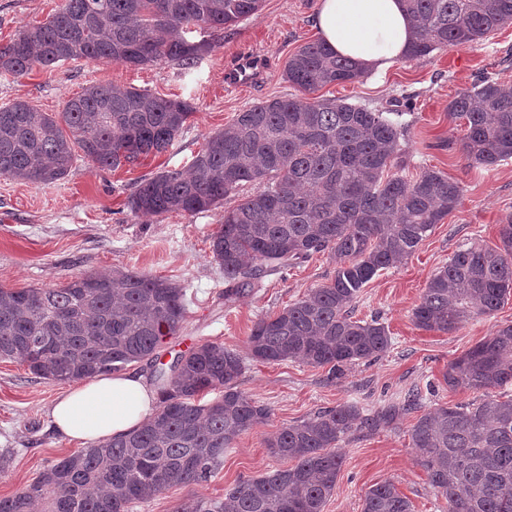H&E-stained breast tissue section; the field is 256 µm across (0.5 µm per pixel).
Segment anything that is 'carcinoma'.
<instances>
[{"label": "carcinoma", "instance_id": "1", "mask_svg": "<svg viewBox=\"0 0 512 512\" xmlns=\"http://www.w3.org/2000/svg\"><path fill=\"white\" fill-rule=\"evenodd\" d=\"M262 0H64L58 11L0 45V75L33 67L106 58L139 68L162 61L191 66L221 40L224 29L258 13ZM415 25L408 58L480 42L512 23V0H407ZM284 79L297 89L353 83L357 64L324 42L288 57ZM194 107L146 90L93 84L58 116L24 101L0 107V177L32 183L63 179L75 149L108 169L164 153ZM448 115L463 119L461 151L491 167L512 158V89L491 76L459 92ZM407 126L380 110L336 99L277 98L239 113L208 136L187 176L163 171L129 197L134 214L190 216L208 212L246 182L262 190L224 211L211 237L224 269V299L233 300L266 272L328 253L331 282L312 289L273 317L257 319L248 336L252 357L297 359L334 375L385 354L391 337L378 319L353 317L352 304L379 272L406 261L433 227L461 204L463 188L439 171L385 176L407 165ZM500 246L462 247L430 279L412 310L416 327L449 333L488 316L512 295V216L499 225ZM184 293L174 283L138 272L77 275L59 288L0 287V359L18 361L39 378H92L149 360L181 329ZM239 355L204 344L155 370L160 407L138 430L60 459L28 488L0 497V512H128L176 485L208 481L224 449L269 418L268 409L234 387ZM443 381L453 391L482 393L465 404H439L410 429L417 464L448 512H512V324L450 363ZM221 398L196 402L207 390ZM413 390L399 403L365 415L354 403L315 413L266 441L285 466L242 480L218 499L188 498L176 512H323L336 489L340 442L375 432L422 408ZM361 512H413L390 482L368 489Z\"/></svg>", "mask_w": 512, "mask_h": 512}]
</instances>
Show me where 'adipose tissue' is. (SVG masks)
Wrapping results in <instances>:
<instances>
[{
  "instance_id": "adipose-tissue-1",
  "label": "adipose tissue",
  "mask_w": 512,
  "mask_h": 512,
  "mask_svg": "<svg viewBox=\"0 0 512 512\" xmlns=\"http://www.w3.org/2000/svg\"><path fill=\"white\" fill-rule=\"evenodd\" d=\"M314 25L337 55L384 72L404 60L413 39L405 0H318ZM157 397L135 372L86 379L51 407L56 433L81 444L105 443L137 429L155 412Z\"/></svg>"
}]
</instances>
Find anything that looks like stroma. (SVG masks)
Here are the masks:
<instances>
[{
  "instance_id": "stroma-1",
  "label": "stroma",
  "mask_w": 512,
  "mask_h": 512,
  "mask_svg": "<svg viewBox=\"0 0 512 512\" xmlns=\"http://www.w3.org/2000/svg\"><path fill=\"white\" fill-rule=\"evenodd\" d=\"M62 2L0 0V44L44 21ZM316 3L263 0L257 14L226 29L223 42L190 67L163 62L134 68L108 59H81L52 68L37 66L20 78L0 76V106L22 100L57 113L82 88L112 82L185 100L195 108L167 152L136 164L112 171L80 157L64 179L53 183L0 178V287L56 288L75 275L116 270L175 283L185 292L186 313L178 334L161 343V362L171 363L189 345H224L244 362L237 390L270 410L264 424L242 433L225 449L224 464L209 481L169 488L132 504L130 512H175L187 497L218 498L237 481L280 468L266 439L345 402L368 413L431 382L436 391L426 397V408L476 400L474 392L449 390L442 374L450 361L501 325L512 324V297L493 315L470 319L450 334L416 328L411 320L429 280L454 252L474 243L499 246L498 226L512 214V159L489 169L470 167L460 148L464 123L448 115L449 101L483 75L512 87V23L477 44L441 48L403 60L386 73L370 72L362 81L328 85L309 95L313 101L341 99L383 111L397 108L403 96H412L414 110L400 118L408 127V175L430 168L463 187L460 206L435 225L416 251L361 290L355 318L380 319L389 330L391 346L381 358L359 362L341 378H331L327 368L295 360L255 361L247 344L258 318L275 316L333 278L336 265L329 254L268 272L235 300L224 299V272L213 258L210 237L222 224L225 209L260 191V184H245L238 194L225 198L222 207L196 216L145 217L128 209L129 197L144 179L171 169L187 170L205 137L233 122L239 112L261 101L298 96L283 70L289 55L317 38ZM244 54L263 59L262 79L225 88V68ZM67 388V383L36 377L20 362L0 360V450L12 453L0 473V497L25 490L52 462L80 452V444L55 433L49 417L53 401ZM414 420L408 414L372 435L356 432L344 440V464L323 512H361L365 492L384 481L393 482L408 497L413 512H445L444 499L433 494L425 472L415 463L409 435Z\"/></svg>"
}]
</instances>
